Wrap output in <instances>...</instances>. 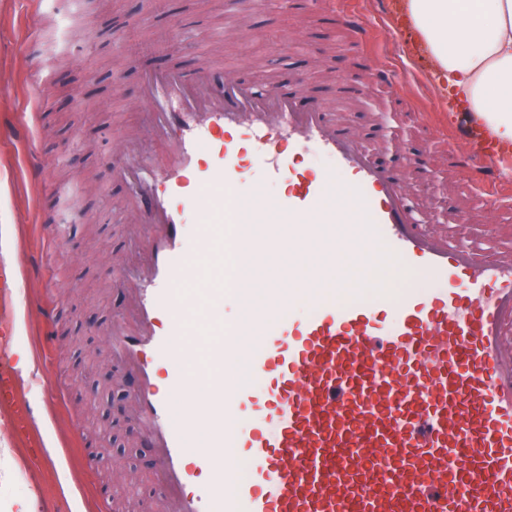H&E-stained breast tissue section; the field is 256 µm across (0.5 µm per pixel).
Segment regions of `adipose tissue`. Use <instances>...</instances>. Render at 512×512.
Instances as JSON below:
<instances>
[{"label": "adipose tissue", "instance_id": "ef3b65f1", "mask_svg": "<svg viewBox=\"0 0 512 512\" xmlns=\"http://www.w3.org/2000/svg\"><path fill=\"white\" fill-rule=\"evenodd\" d=\"M437 85L512 150V0H403Z\"/></svg>", "mask_w": 512, "mask_h": 512}]
</instances>
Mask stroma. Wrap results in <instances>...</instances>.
<instances>
[{"mask_svg":"<svg viewBox=\"0 0 512 512\" xmlns=\"http://www.w3.org/2000/svg\"><path fill=\"white\" fill-rule=\"evenodd\" d=\"M226 0H0V123L24 121L33 134L21 141L0 137V225H13L20 270L41 264L24 281L22 295L0 310L21 327L0 335V353L35 351L42 307L55 311L51 347L41 354L44 382L28 384L18 370L20 407L32 408L29 432L7 425L0 408V501H30L35 512H112L98 501L102 487L125 493L156 512L160 487L156 460L133 444L134 383L116 373L110 340L126 296L115 283L127 243L142 239L127 223L114 162L127 137L145 133L136 94L140 69L203 61L259 86L292 77L308 91H329L349 80L359 92L331 106L378 158L396 155L422 220L466 213L457 239L512 241V197L472 186L468 146L450 136L448 98L433 84L431 62L414 29L379 24L375 0H364L368 34L359 41L327 0H268L252 14L247 40L214 42L229 26ZM304 32L300 47L284 54L283 38ZM136 56L140 69L124 57ZM384 67V87L371 80ZM124 89L114 94L115 79ZM84 220L52 242L71 199ZM118 409L117 425L86 401L90 388ZM116 441L114 455L96 460L94 449Z\"/></svg>","mask_w":512,"mask_h":512,"instance_id":"35a3bbf8","label":"stroma"}]
</instances>
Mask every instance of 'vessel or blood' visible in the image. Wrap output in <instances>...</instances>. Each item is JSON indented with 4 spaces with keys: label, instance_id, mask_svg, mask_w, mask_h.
<instances>
[{
    "label": "vessel or blood",
    "instance_id": "vessel-or-blood-1",
    "mask_svg": "<svg viewBox=\"0 0 512 512\" xmlns=\"http://www.w3.org/2000/svg\"><path fill=\"white\" fill-rule=\"evenodd\" d=\"M138 100L168 151L128 139L115 172L146 236L118 283L129 309L111 346L172 512H512V245L421 224L398 174L323 95L259 90L206 62L143 71ZM452 136L479 146L473 181L500 187L498 149L469 113ZM312 149L327 166L303 164ZM252 169L281 185L272 204L242 196ZM242 224L287 238L299 260L259 301L240 281L247 303L228 330L224 257L254 246ZM340 239L400 283L357 269L337 291L305 246ZM196 259L212 274L184 289ZM193 308L211 362L200 408L174 402Z\"/></svg>",
    "mask_w": 512,
    "mask_h": 512
}]
</instances>
